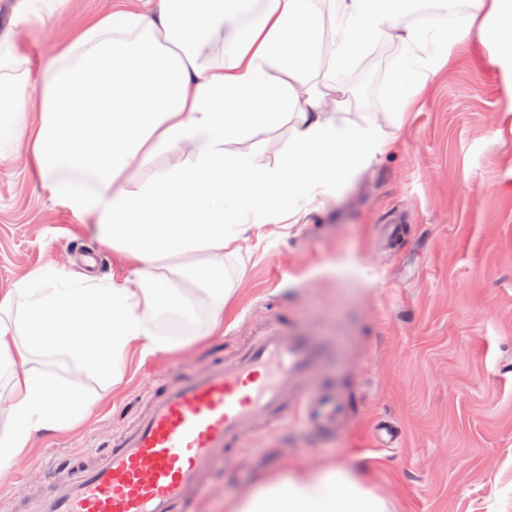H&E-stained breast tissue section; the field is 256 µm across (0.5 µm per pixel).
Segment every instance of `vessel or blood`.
Wrapping results in <instances>:
<instances>
[{"mask_svg": "<svg viewBox=\"0 0 512 512\" xmlns=\"http://www.w3.org/2000/svg\"><path fill=\"white\" fill-rule=\"evenodd\" d=\"M334 353L323 337L270 320L223 365L166 387L111 448L59 460L65 480L35 496H0V512H188L258 419L295 413L321 436L353 420L348 394L316 378ZM371 441L399 448L402 430L379 420Z\"/></svg>", "mask_w": 512, "mask_h": 512, "instance_id": "b4317fda", "label": "vessel or blood"}]
</instances>
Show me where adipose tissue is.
Instances as JSON below:
<instances>
[{
	"mask_svg": "<svg viewBox=\"0 0 512 512\" xmlns=\"http://www.w3.org/2000/svg\"><path fill=\"white\" fill-rule=\"evenodd\" d=\"M424 0H159L153 14L96 15L32 69L0 40V153L25 141L29 167L99 242L128 255L133 284L92 288L34 271L0 294V484L39 431L71 428L97 403L83 379L119 382L129 352L189 345L164 316L195 320L205 294L219 322L234 282L226 262L264 224L306 204L394 147L417 94L471 29L512 52V0H438L441 24L407 23ZM332 49H325L326 30ZM382 38L403 56L384 120L344 112L341 63ZM39 94L41 107L26 100ZM289 126L272 165L254 137ZM250 140L248 151L227 143ZM176 152L183 163L155 168ZM224 512H390L353 473L292 466L229 499Z\"/></svg>",
	"mask_w": 512,
	"mask_h": 512,
	"instance_id": "adipose-tissue-1",
	"label": "adipose tissue"
}]
</instances>
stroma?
Masks as SVG:
<instances>
[{
    "mask_svg": "<svg viewBox=\"0 0 512 512\" xmlns=\"http://www.w3.org/2000/svg\"><path fill=\"white\" fill-rule=\"evenodd\" d=\"M0 8L32 64L93 13L150 11L155 0H68L17 28L21 0ZM403 50L377 41L338 80L345 109L382 118ZM512 62L491 38L472 35L433 77L394 149L311 203L299 224H269L243 243L224 322L188 348L129 355L122 380L101 389L73 429L37 434L0 493L45 490L51 456L108 448L148 407L158 381L180 382L233 355L271 317L340 340L324 370L352 398L355 418L328 437L297 416L244 432L191 512H224L226 500L293 465L352 469L392 512H512ZM409 214L396 251L378 250L379 224ZM82 283L131 278L116 250L98 247L81 219L34 181L25 143L0 160V294L37 269ZM393 417L394 451L373 447L372 423Z\"/></svg>",
    "mask_w": 512,
    "mask_h": 512,
    "instance_id": "stroma-1",
    "label": "stroma"
}]
</instances>
